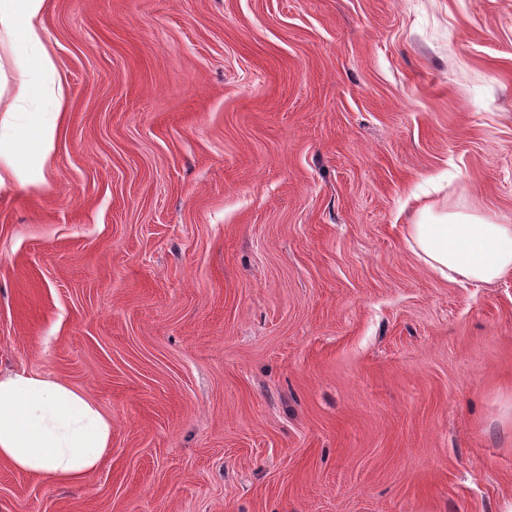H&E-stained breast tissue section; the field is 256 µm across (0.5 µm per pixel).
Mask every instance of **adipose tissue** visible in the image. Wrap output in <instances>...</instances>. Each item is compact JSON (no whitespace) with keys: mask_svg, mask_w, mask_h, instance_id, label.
<instances>
[{"mask_svg":"<svg viewBox=\"0 0 512 512\" xmlns=\"http://www.w3.org/2000/svg\"><path fill=\"white\" fill-rule=\"evenodd\" d=\"M46 0H0V193L42 186L67 112L43 25ZM411 250L449 280L492 283L512 273V224L423 210ZM112 422L89 395L47 376H0V461L77 484L103 463Z\"/></svg>","mask_w":512,"mask_h":512,"instance_id":"1","label":"adipose tissue"}]
</instances>
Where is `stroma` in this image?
I'll use <instances>...</instances> for the list:
<instances>
[{
  "label": "stroma",
  "mask_w": 512,
  "mask_h": 512,
  "mask_svg": "<svg viewBox=\"0 0 512 512\" xmlns=\"http://www.w3.org/2000/svg\"><path fill=\"white\" fill-rule=\"evenodd\" d=\"M69 103L0 199V373L112 419L0 512H502L512 274L435 276L419 211L512 223V0H47Z\"/></svg>",
  "instance_id": "stroma-1"
}]
</instances>
